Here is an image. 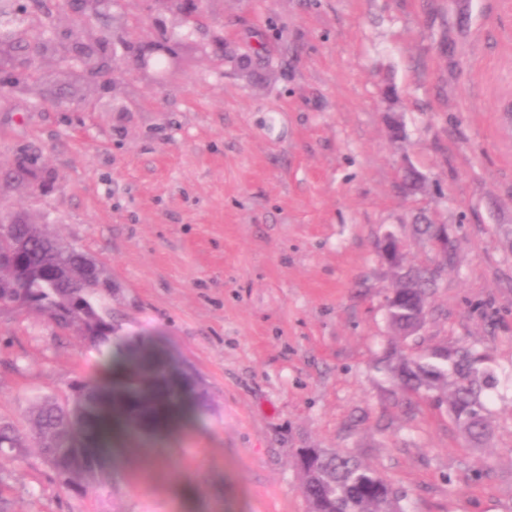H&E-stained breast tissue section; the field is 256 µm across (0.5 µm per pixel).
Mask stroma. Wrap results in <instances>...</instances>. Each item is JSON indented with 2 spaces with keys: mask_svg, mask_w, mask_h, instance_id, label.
Segmentation results:
<instances>
[{
  "mask_svg": "<svg viewBox=\"0 0 512 512\" xmlns=\"http://www.w3.org/2000/svg\"><path fill=\"white\" fill-rule=\"evenodd\" d=\"M165 85L114 63L93 109L52 60L33 94L0 87V219L22 216L102 265L116 336L198 378L185 425L108 457L86 496L37 456L8 465L5 512H306L295 454L340 448L406 512H512V0H205ZM127 105L113 112L110 100ZM404 127L392 138L386 113ZM420 194L397 190L404 166ZM455 242L417 335L391 327L405 260ZM467 341L501 384L492 439L404 401L386 347ZM101 355L31 310L0 308V417L98 377ZM490 468L485 478L474 473ZM445 228L446 226L444 224H419L418 231L427 238L434 240L440 230ZM434 243L442 254L448 252V257L445 258L443 265L450 263L453 258V244L448 248V230L440 234L439 237L435 239Z\"/></svg>",
  "mask_w": 512,
  "mask_h": 512,
  "instance_id": "1",
  "label": "stroma"
}]
</instances>
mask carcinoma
Wrapping results in <instances>:
<instances>
[{"instance_id":"cac0c4a2","label":"carcinoma","mask_w":512,"mask_h":512,"mask_svg":"<svg viewBox=\"0 0 512 512\" xmlns=\"http://www.w3.org/2000/svg\"><path fill=\"white\" fill-rule=\"evenodd\" d=\"M0 242L6 250L18 246L23 253L19 270L0 263V306L24 303L61 330H80L108 362L122 356L126 368L117 389L128 424L154 426L164 419L165 404L195 398L180 371L149 347L129 345L113 351L112 315L102 306L103 296L111 292L110 278L88 279L81 252L64 247L34 224H11L7 233L0 226ZM439 276L438 266L408 267L399 275L387 298V310L391 325L402 335L413 333L426 295L437 286ZM488 361V353L466 344L428 345L415 356L388 349L378 365L402 392L447 405L467 441L482 446L494 433L487 399L499 386ZM103 389L104 385L88 380L70 386L62 402L36 401L28 433L0 417V450L5 451L0 454V473L34 448L57 489L86 495L104 475V456L96 436ZM301 475L308 512H404L391 485L344 450L318 449V455L301 468Z\"/></svg>"}]
</instances>
